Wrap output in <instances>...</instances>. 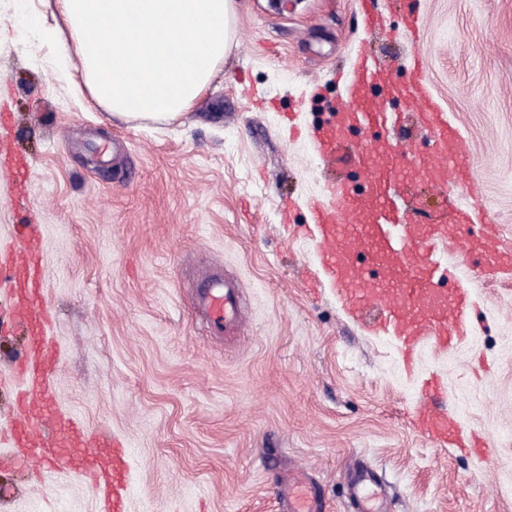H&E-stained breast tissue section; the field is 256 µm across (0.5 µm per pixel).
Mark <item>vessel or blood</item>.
I'll list each match as a JSON object with an SVG mask.
<instances>
[{"mask_svg":"<svg viewBox=\"0 0 512 512\" xmlns=\"http://www.w3.org/2000/svg\"><path fill=\"white\" fill-rule=\"evenodd\" d=\"M376 78L366 59H359L348 83L353 124L377 126L388 122L377 102L365 90ZM407 94L419 106L421 116L433 132L436 151L442 161L453 162L462 178H469L474 167L471 146L449 123L445 112L421 88L420 77H413ZM339 136L327 133L313 143V154L322 163L335 164L340 153ZM410 152L392 151L388 167L374 173V192L370 200L353 197L337 181L327 183L322 196L309 202L311 219L317 228L321 246L319 271L326 287L334 289L350 314L367 320L371 307H380L384 322L367 320L369 328L396 338L404 350L428 346L438 352L452 349L456 340L467 334L470 326L471 300L467 289L451 293L430 287L435 272L433 260L440 243L456 245L461 225L483 222L487 214L475 206L463 213L461 224H415L411 215L402 222L410 240L402 245L387 233L390 218L383 206L393 170L415 167ZM40 227L26 225L23 232L6 247L0 248V266H8L13 280L25 289L18 302L13 322L28 323L31 345L18 361L24 385L19 398L21 420L0 428V439L8 445L26 449L40 472H63L80 478L95 498L98 512H125L128 480L125 472L126 446L111 434L87 428L75 416L57 406V362L49 355L46 325L51 313L43 294V264L33 252ZM485 266L490 271L512 269V243L497 242L492 233L481 235ZM363 248L383 261V282L365 275L353 259L354 248ZM196 307L207 325L217 333L238 336L244 332L238 286L232 279L215 274L198 287ZM430 392H422L420 404L428 417L430 432L443 442L461 448L471 447L473 437L450 420L447 413L432 409ZM374 472L355 469L350 473V498L358 512H371L367 486L377 485ZM283 512H325L326 505L303 473H288L280 479Z\"/></svg>","mask_w":512,"mask_h":512,"instance_id":"1","label":"vessel or blood"}]
</instances>
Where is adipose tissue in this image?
<instances>
[{
  "mask_svg": "<svg viewBox=\"0 0 512 512\" xmlns=\"http://www.w3.org/2000/svg\"><path fill=\"white\" fill-rule=\"evenodd\" d=\"M44 34L63 41L92 101L112 114L188 112L230 46L234 0H48Z\"/></svg>",
  "mask_w": 512,
  "mask_h": 512,
  "instance_id": "adipose-tissue-1",
  "label": "adipose tissue"
}]
</instances>
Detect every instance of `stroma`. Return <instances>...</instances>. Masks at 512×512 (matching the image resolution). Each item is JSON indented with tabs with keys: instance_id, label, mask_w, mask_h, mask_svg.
Returning a JSON list of instances; mask_svg holds the SVG:
<instances>
[{
	"instance_id": "obj_1",
	"label": "stroma",
	"mask_w": 512,
	"mask_h": 512,
	"mask_svg": "<svg viewBox=\"0 0 512 512\" xmlns=\"http://www.w3.org/2000/svg\"><path fill=\"white\" fill-rule=\"evenodd\" d=\"M236 0L229 53L195 106L169 121L94 105L78 71L59 68L42 32L45 0H0V113L8 151L30 159L26 194L0 172V244L40 224L44 296L61 356L60 407L128 447V512H279L274 474L306 467L327 512H350L342 474H382L388 512H512V275H478L463 236L440 259L474 291V326L454 351L420 350L407 373L392 337L347 320L327 289L307 290L316 244L307 197L325 171L311 132L341 118L338 69L366 49L389 68L376 86L398 126L347 128L336 165L369 196L359 160L376 142L433 155L432 134L396 93L414 63L468 140L471 186L403 170L396 204L419 224L481 205L512 238V0ZM420 23L412 36L408 23ZM234 275L246 322L233 341L194 310L196 284ZM0 273V414L20 385L24 339ZM441 377L440 409L494 450L443 448L415 426L421 382ZM0 512H96L76 480L0 470Z\"/></svg>"
}]
</instances>
